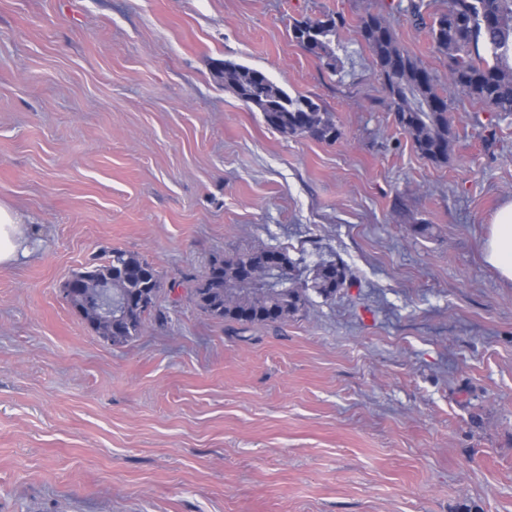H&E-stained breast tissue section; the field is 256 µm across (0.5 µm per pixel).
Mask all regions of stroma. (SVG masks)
<instances>
[{"instance_id": "35a3bbf8", "label": "stroma", "mask_w": 512, "mask_h": 512, "mask_svg": "<svg viewBox=\"0 0 512 512\" xmlns=\"http://www.w3.org/2000/svg\"><path fill=\"white\" fill-rule=\"evenodd\" d=\"M378 11L447 87L397 0H0V203L32 247L0 267V512H512V283L482 259L512 115L449 90L451 157L422 158L355 33ZM328 13L334 72L292 36ZM217 60L341 138L270 128ZM266 246L351 284L276 328L194 305ZM115 248L167 314L122 346L60 292Z\"/></svg>"}]
</instances>
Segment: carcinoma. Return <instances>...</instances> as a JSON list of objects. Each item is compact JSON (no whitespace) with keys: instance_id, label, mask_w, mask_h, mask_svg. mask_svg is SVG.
Segmentation results:
<instances>
[{"instance_id":"carcinoma-1","label":"carcinoma","mask_w":512,"mask_h":512,"mask_svg":"<svg viewBox=\"0 0 512 512\" xmlns=\"http://www.w3.org/2000/svg\"><path fill=\"white\" fill-rule=\"evenodd\" d=\"M343 24L342 17L326 14L295 22L292 34L334 73L339 60L332 37ZM429 31L436 47L448 57V82L489 111L511 114L512 0H448L446 8L433 13ZM358 35L371 52L397 126L423 158L448 162L454 141L448 96L439 89L434 74L399 43L383 14L362 17ZM223 76L224 86L262 112L266 124L276 131L327 142L340 138L331 113L308 96L288 94L262 71L226 61ZM281 264L294 266L288 253L276 247L215 259L197 280L192 301L218 323L281 325L304 310L309 292L332 298L348 278L345 265L328 261L317 265L303 288H285L272 281L271 273L258 285L249 283L252 271ZM75 276L112 283V302L119 314L112 326L101 321L97 289L83 288L80 302L85 323L99 336H112L114 345L137 338L147 318L164 316L157 306L161 275L135 253L114 249L104 263H92Z\"/></svg>"}]
</instances>
